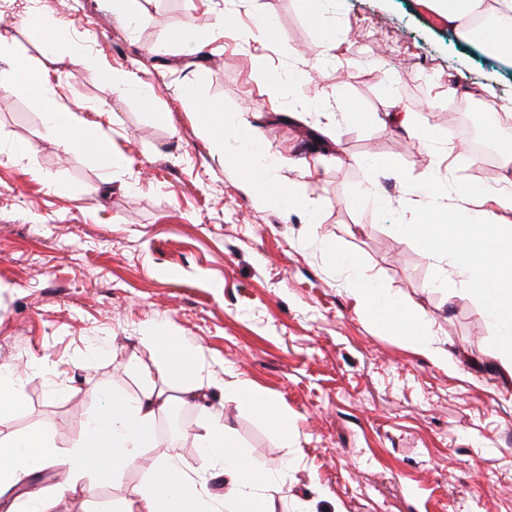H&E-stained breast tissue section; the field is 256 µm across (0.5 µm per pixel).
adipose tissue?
Returning a JSON list of instances; mask_svg holds the SVG:
<instances>
[{
  "instance_id": "ef3b65f1",
  "label": "adipose tissue",
  "mask_w": 512,
  "mask_h": 512,
  "mask_svg": "<svg viewBox=\"0 0 512 512\" xmlns=\"http://www.w3.org/2000/svg\"><path fill=\"white\" fill-rule=\"evenodd\" d=\"M464 41L478 44L490 54L512 60V0H429ZM496 30L500 38L483 40L482 29ZM0 58L10 68L0 73V88L40 102L46 82L41 70L28 65L14 51L11 37L0 33ZM244 184L264 202L292 209L307 205L303 187L280 182L276 169L255 175L250 161H242ZM448 225L456 230L462 248L451 254V266L464 274L473 292L486 301L489 314L501 324L502 375L512 380V225L501 223L492 210L461 207L449 213ZM352 294L366 311L390 309L394 319L415 338L419 352L442 362L446 356L434 345L429 323H413L404 306L375 288L365 273L353 276ZM148 343L156 350L154 368L142 370L138 392L131 397L101 399L99 409L83 421V435L70 451V464L59 492L84 491L85 478L102 481L135 466L154 440L157 416L168 406L163 390L174 375L185 378L182 400L197 403L200 387L194 379L200 363L194 349L174 336L150 332ZM31 372L23 366L0 365V489L10 488L51 461L57 448L49 431L40 429L19 438L6 432L26 404L24 387ZM198 445L202 468L188 473L175 460L157 463L147 480L132 489L115 512H274L272 494L279 489L276 476L259 471L228 430L222 416L209 415ZM224 477V494L216 498L206 487V477Z\"/></svg>"
}]
</instances>
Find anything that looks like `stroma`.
I'll return each mask as SVG.
<instances>
[{"label":"stroma","mask_w":512,"mask_h":512,"mask_svg":"<svg viewBox=\"0 0 512 512\" xmlns=\"http://www.w3.org/2000/svg\"><path fill=\"white\" fill-rule=\"evenodd\" d=\"M135 25L112 0H0V29L49 75L48 103L107 136L112 169L85 141L46 137L40 105L0 89V363L43 365L9 429L45 428L58 456L5 493L0 512L37 498L46 512H108L151 465L198 469L204 411L224 422L252 461L276 469L277 512H512V385L486 304L438 255L458 241L445 225L459 186L488 185L468 140L449 137L448 114L483 94L512 105V61L462 42L422 0H326L340 42L316 58L323 33L310 0H133ZM232 23L211 27L224 12ZM69 25L51 51L33 13ZM274 38L260 39L257 21ZM201 30L189 54L154 48L187 23ZM134 75L151 95H117L104 70ZM195 87L184 105L180 88ZM359 111L351 123L346 113ZM410 111L446 151L431 172L424 143L373 115ZM232 126L247 113L261 147L228 135L214 151L207 113ZM263 168L291 157L282 181L304 186L310 211L258 203L237 159ZM439 175L446 190H414ZM376 181L386 203L360 198ZM435 227V241L400 229ZM353 259L418 321H430L448 356L420 354L390 314L361 311ZM160 329L200 349L201 377L235 381L276 400L287 434L248 400L186 406L185 441L163 421L138 464L90 493L58 498L80 414L104 396L137 390L134 366H153L145 337Z\"/></svg>","instance_id":"35a3bbf8"}]
</instances>
